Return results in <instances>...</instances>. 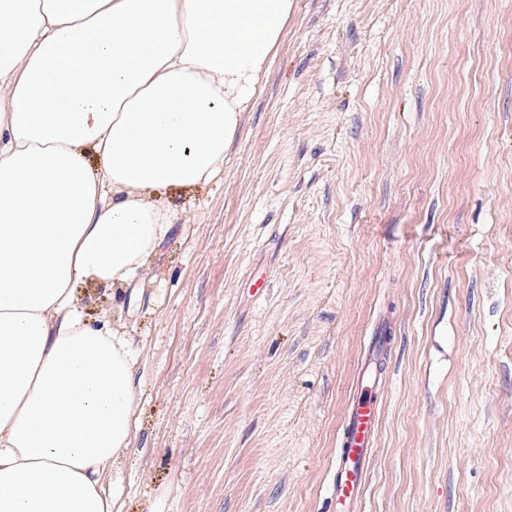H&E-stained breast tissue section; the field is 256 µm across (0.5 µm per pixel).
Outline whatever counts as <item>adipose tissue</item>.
<instances>
[{"label": "adipose tissue", "mask_w": 512, "mask_h": 512, "mask_svg": "<svg viewBox=\"0 0 512 512\" xmlns=\"http://www.w3.org/2000/svg\"><path fill=\"white\" fill-rule=\"evenodd\" d=\"M294 0H0V512H114L137 355L74 287L129 285L171 189L224 173Z\"/></svg>", "instance_id": "adipose-tissue-1"}]
</instances>
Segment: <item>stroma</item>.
<instances>
[{"label":"stroma","instance_id":"stroma-1","mask_svg":"<svg viewBox=\"0 0 512 512\" xmlns=\"http://www.w3.org/2000/svg\"><path fill=\"white\" fill-rule=\"evenodd\" d=\"M163 201L149 272L77 290L138 354L120 512H330L384 328L361 512H512V0H295L223 177Z\"/></svg>","mask_w":512,"mask_h":512}]
</instances>
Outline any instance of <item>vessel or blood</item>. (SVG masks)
I'll list each match as a JSON object with an SVG mask.
<instances>
[{"label": "vessel or blood", "instance_id": "b4317fda", "mask_svg": "<svg viewBox=\"0 0 512 512\" xmlns=\"http://www.w3.org/2000/svg\"><path fill=\"white\" fill-rule=\"evenodd\" d=\"M380 408L376 397L360 391L345 416L341 443L333 461L336 482L329 496L336 512H355L361 502L371 455L379 427Z\"/></svg>", "mask_w": 512, "mask_h": 512}]
</instances>
